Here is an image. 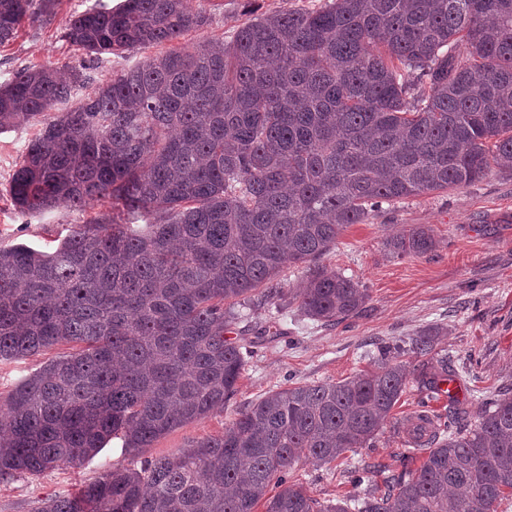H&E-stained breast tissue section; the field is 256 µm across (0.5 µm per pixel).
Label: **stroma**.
Masks as SVG:
<instances>
[{
	"mask_svg": "<svg viewBox=\"0 0 512 512\" xmlns=\"http://www.w3.org/2000/svg\"><path fill=\"white\" fill-rule=\"evenodd\" d=\"M96 0H59L52 21L44 26L23 25L17 37L0 46V85L32 65L59 68L79 65L81 51L70 46L62 33L74 13ZM324 0H192L209 21L186 32L173 43L149 46L126 57L105 55L90 75L94 82L111 79L120 68L141 63L205 40L227 41L253 14H273L314 8ZM39 130L37 123H20L0 132V247L24 242L35 249L53 251L61 233L88 217L110 211L109 201L94 203L80 212L66 206L24 214L6 193L11 175L28 143ZM413 224H427L437 244L421 256L396 258L387 240ZM318 264L343 273L367 288L362 311L342 322L327 325L304 316L296 305L277 310L254 300L242 309L233 337L255 343L234 396L222 410L180 426L159 438L146 458L171 456L208 437L224 432L235 414L268 390L299 383L337 382L369 369L384 346L408 340L417 333L443 328L438 347L452 365L467 367L461 384L469 421H477L488 398L512 393V176L491 170L479 181L448 191L429 192L383 205L364 223L350 225ZM65 346L22 360L0 362V405L18 383ZM420 397L417 380L391 412L382 433L371 446L348 453L346 460L329 465L306 462L294 476L311 496L328 501L361 497L363 487L344 479L346 465L403 469L410 418ZM140 460L122 455L120 440H112L93 459L61 467L39 476L0 481V512H26L30 501L72 495L104 471L139 466Z\"/></svg>",
	"mask_w": 512,
	"mask_h": 512,
	"instance_id": "35a3bbf8",
	"label": "stroma"
}]
</instances>
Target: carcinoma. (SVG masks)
I'll use <instances>...</instances> for the list:
<instances>
[{"label":"carcinoma","instance_id":"carcinoma-1","mask_svg":"<svg viewBox=\"0 0 512 512\" xmlns=\"http://www.w3.org/2000/svg\"><path fill=\"white\" fill-rule=\"evenodd\" d=\"M58 0H0V46L45 25ZM186 0H123L78 12L64 38L89 59L173 42L203 26ZM86 67H27L0 85V131L41 123L11 176L22 213L66 202L112 211L52 252L0 247V362L77 346L22 380L0 414V480L91 459L114 439L137 457L236 392L251 357L227 337L256 291L336 323L367 290L312 264L384 203L446 191L493 167L512 175V0H325L263 15L122 69L58 111ZM412 224L397 258L435 247ZM306 265L295 296L276 287ZM437 332L411 338L426 400L409 429L420 466L351 467L363 496L321 502L289 480L378 435L407 386L400 364L276 388L224 433L176 456L104 472L28 512H494L512 496V395L475 424L451 401ZM383 477V487L374 476Z\"/></svg>","mask_w":512,"mask_h":512}]
</instances>
